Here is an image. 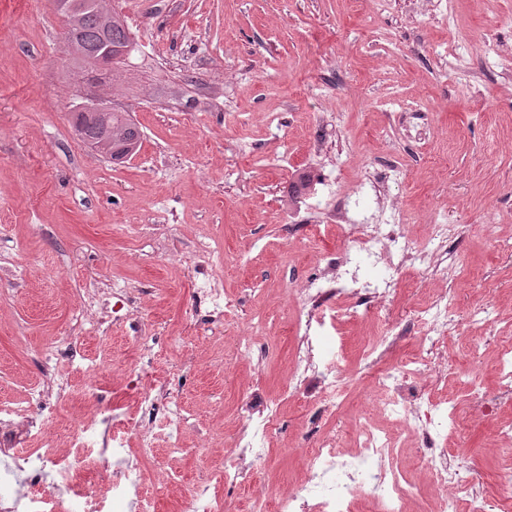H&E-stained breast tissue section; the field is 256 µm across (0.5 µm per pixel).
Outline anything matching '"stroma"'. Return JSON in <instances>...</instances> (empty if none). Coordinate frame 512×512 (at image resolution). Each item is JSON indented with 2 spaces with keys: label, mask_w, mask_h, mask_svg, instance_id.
Listing matches in <instances>:
<instances>
[{
  "label": "stroma",
  "mask_w": 512,
  "mask_h": 512,
  "mask_svg": "<svg viewBox=\"0 0 512 512\" xmlns=\"http://www.w3.org/2000/svg\"><path fill=\"white\" fill-rule=\"evenodd\" d=\"M133 46L103 74L106 103L142 133L132 159L114 164L74 132L82 75L65 51L52 0H0V404L24 401L42 378L39 351L67 336L98 358L132 357L128 309L110 299L112 332L76 330L82 290L105 282L137 290L157 338L153 377L177 393L189 429L183 454L147 469L143 488L156 512H175L199 472L236 455L242 410L281 400L264 460L267 500L283 476L302 478L310 414L282 398L294 356L289 297L315 263L289 212L310 203L303 170L351 192L367 168L399 166L387 192L402 232L422 237L430 215L460 225L455 249L437 272L407 278L388 311L404 324L396 355L413 354L408 310L418 298L452 289L460 308L484 300L494 330L474 325L447 337L465 358L479 342L487 393L498 333L512 332V59L488 65L472 55L453 72L445 56L458 43L491 35L512 45V0H112ZM340 126L328 135L324 122ZM493 232H485V225ZM207 247L223 258L224 294L235 308L205 341L185 326L196 299L182 256ZM363 320L341 325L344 362L355 372L344 405L321 431L346 437L356 415L374 409ZM252 337L262 360L237 353ZM192 361L190 377L176 365ZM65 420L107 399L132 416L138 397L122 371L95 384L79 380ZM488 428L471 429L470 474L487 496L507 459L486 452ZM254 489V490H257ZM254 490L217 500L244 507Z\"/></svg>",
  "instance_id": "stroma-1"
}]
</instances>
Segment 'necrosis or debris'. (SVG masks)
I'll return each mask as SVG.
<instances>
[{
  "label": "necrosis or debris",
  "mask_w": 512,
  "mask_h": 512,
  "mask_svg": "<svg viewBox=\"0 0 512 512\" xmlns=\"http://www.w3.org/2000/svg\"><path fill=\"white\" fill-rule=\"evenodd\" d=\"M315 209L324 222L308 225L307 243L319 240L326 224H344L352 229L347 248L318 252L316 271L306 287L292 292L299 344L288 391L306 404L311 425L316 428L342 406L353 380L352 371L341 359H326L317 352L326 321L359 317L378 323L380 331L369 338L363 353L372 362L384 358L401 336L397 324L382 316L387 298L404 286L407 271H432L435 253L451 246L455 227L436 221L430 224L426 237L414 238L379 219L356 222L346 205L320 201ZM364 261L385 263L384 275L376 280L361 278L359 268ZM192 268L205 281L196 290L198 305L183 315L185 322L222 321L228 304L216 262L211 258L196 261ZM496 318L493 306L483 302L474 303L467 316H459L452 296L439 292L410 311L409 320L418 333V352L401 356L374 376L376 415L394 419L414 434L425 482L393 465L394 436L375 422V416L366 415L356 422L353 452H341L337 437L330 434L318 436L305 449L307 477L299 486L282 490L276 512H351L358 499L363 500L366 512H411V503L420 498L426 486L436 495L432 512H491L490 502L469 476V455L461 441L472 427L493 419L498 404L512 400V336L498 339L497 393L491 398L480 393L476 374L479 344L470 346L468 362L455 363L448 359L443 337L448 331L461 330L466 322L493 326ZM131 328L137 356L125 362L124 368L139 397L141 419L116 428L108 408L102 407L70 422L68 456L47 451L33 465L26 455H13L0 465V512H13L17 507L23 512H57V493L61 490L80 499L82 512H154L153 502L142 493L141 470L143 461L158 455L154 426L164 424L168 451L174 454L183 449L181 435L187 420L176 398L151 378L152 338L143 322H132ZM42 363L44 379L31 395L42 405L39 416H31L26 405L0 407V443L10 439L14 426L21 422L27 431L44 433L59 420L57 405L76 400L75 375L84 372L94 380L111 369L110 363L88 360L69 339L47 346ZM435 364L441 365L442 376L468 383L467 403L442 406L421 393L419 381ZM311 378L317 387L308 393L304 385ZM132 437L139 446L135 460L125 455ZM90 463L109 469V476L93 484L82 481L78 468Z\"/></svg>",
  "instance_id": "4bbe7bcc"
}]
</instances>
